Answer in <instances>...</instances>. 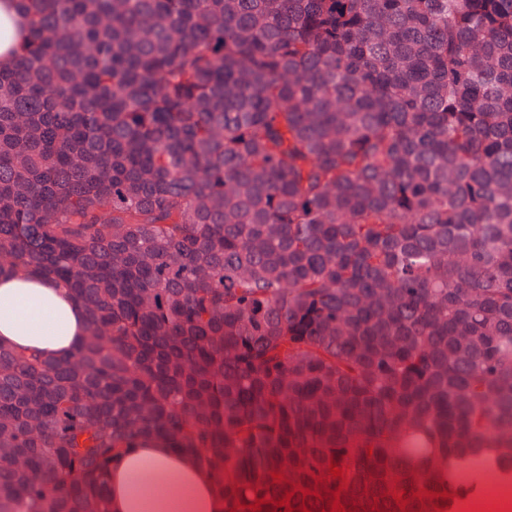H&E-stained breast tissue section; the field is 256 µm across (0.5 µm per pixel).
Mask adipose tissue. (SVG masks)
Segmentation results:
<instances>
[{"label":"adipose tissue","instance_id":"adipose-tissue-1","mask_svg":"<svg viewBox=\"0 0 512 512\" xmlns=\"http://www.w3.org/2000/svg\"><path fill=\"white\" fill-rule=\"evenodd\" d=\"M82 307L54 280L18 273L0 279V343L66 354L82 340ZM109 512H224L214 473L163 445L128 448L107 471Z\"/></svg>","mask_w":512,"mask_h":512}]
</instances>
